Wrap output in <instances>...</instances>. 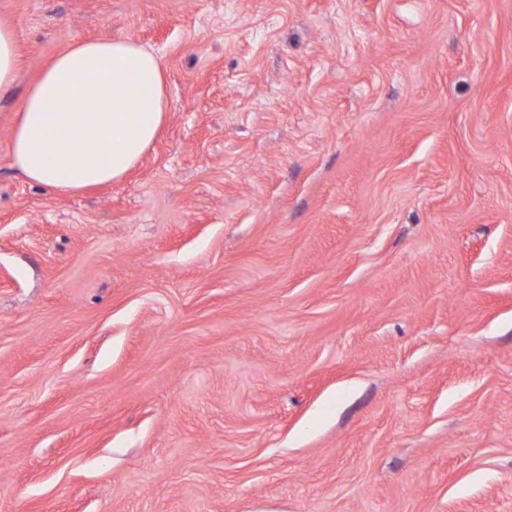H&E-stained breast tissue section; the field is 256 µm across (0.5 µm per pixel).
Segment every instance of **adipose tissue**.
<instances>
[{"mask_svg": "<svg viewBox=\"0 0 512 512\" xmlns=\"http://www.w3.org/2000/svg\"><path fill=\"white\" fill-rule=\"evenodd\" d=\"M20 67L14 27L0 20V99ZM162 56L127 38L77 41L29 88L11 129L12 168L66 193L122 179L154 143L168 108Z\"/></svg>", "mask_w": 512, "mask_h": 512, "instance_id": "obj_1", "label": "adipose tissue"}]
</instances>
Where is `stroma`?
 Returning a JSON list of instances; mask_svg holds the SVG:
<instances>
[{
	"label": "stroma",
	"instance_id": "stroma-1",
	"mask_svg": "<svg viewBox=\"0 0 512 512\" xmlns=\"http://www.w3.org/2000/svg\"><path fill=\"white\" fill-rule=\"evenodd\" d=\"M26 88L165 62L81 193L10 166L0 512H512V0H0Z\"/></svg>",
	"mask_w": 512,
	"mask_h": 512
}]
</instances>
